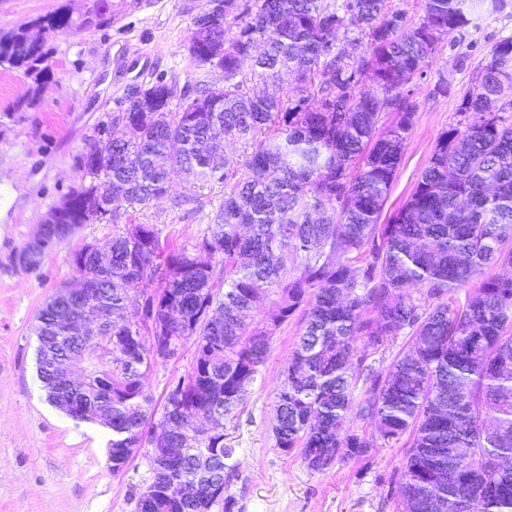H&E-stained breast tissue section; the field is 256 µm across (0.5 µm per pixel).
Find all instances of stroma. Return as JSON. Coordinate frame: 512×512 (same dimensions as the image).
I'll list each match as a JSON object with an SVG mask.
<instances>
[{"mask_svg":"<svg viewBox=\"0 0 512 512\" xmlns=\"http://www.w3.org/2000/svg\"><path fill=\"white\" fill-rule=\"evenodd\" d=\"M209 0H141L119 23L81 31H40L50 76L42 81L0 68V512H134L133 489L150 475L152 443H142L121 472L108 453L111 431L67 416L48 399L37 374V313L76 278L71 255L112 235L108 224H80L46 252L38 269L15 255L33 242L49 211L81 181L78 162L102 121L136 87L157 75L194 88L222 81L196 67L187 51L194 17ZM66 7L84 15L90 0H0V34ZM512 35V0L475 9L469 26L449 33L429 67L404 87L416 116L402 149L384 216L410 198L437 140L458 120L464 92L488 64L500 38ZM447 83V94L437 86ZM224 200L213 182L173 183L163 199L135 208L138 223L157 225L162 244L192 246ZM291 317L271 344L239 416L224 426L234 450L230 492L235 512H397L390 489L408 444L361 457L339 456L325 471L307 468L299 450L276 447L272 432L282 369L300 332ZM192 346L154 366L143 380L155 409L169 383L186 376Z\"/></svg>","mask_w":512,"mask_h":512,"instance_id":"35a3bbf8","label":"stroma"}]
</instances>
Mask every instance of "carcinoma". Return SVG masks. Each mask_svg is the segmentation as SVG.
<instances>
[{
  "label": "carcinoma",
  "mask_w": 512,
  "mask_h": 512,
  "mask_svg": "<svg viewBox=\"0 0 512 512\" xmlns=\"http://www.w3.org/2000/svg\"><path fill=\"white\" fill-rule=\"evenodd\" d=\"M472 2L424 0L420 22L408 26L393 0H224V16L192 24L188 38L192 63L221 71L223 83L179 94L159 75L98 126L129 164L88 145L45 247L20 254L36 269L65 225H112V266H92L86 245L74 252L78 279L40 311L37 336L49 400L71 417L82 406L109 413L113 472L128 465L153 417L146 372L194 347L192 370L170 387L156 423L183 449L181 461L165 472L150 460L135 512L142 501L150 512H233L234 449L194 425L216 410L236 416L298 311L302 329L276 394V447L302 449L316 472L343 450L363 456L373 444L346 428L354 411L386 446L410 434L397 512H512V467L490 468L512 460V276L495 272L512 268V124L502 116L512 100L500 98L512 82V36L492 48L458 107L464 119L439 136L410 199L379 223L414 123L402 87L433 62L444 36L471 23ZM111 20L112 0H92L77 20L57 10L38 23L69 31ZM351 26L352 44L367 48L354 59L334 52ZM0 66L36 80L49 71L26 27L0 37ZM283 71L294 76L284 96L251 93ZM364 76L370 84L351 95ZM382 108L396 121L381 133ZM216 126L244 145L241 156L217 158ZM177 180L222 184L224 202L192 248L166 250L156 226L136 223L119 203L146 207ZM460 290L462 302L453 298ZM108 302L109 328L90 345L110 357L58 385L46 353L81 345ZM211 306L224 309L218 328L207 321ZM169 317L181 321L158 331ZM408 330L407 353L382 372L366 363ZM456 448L477 453L450 464ZM203 456L213 465L200 470ZM186 485L209 491L211 507L181 499Z\"/></svg>",
  "instance_id": "obj_1"
}]
</instances>
